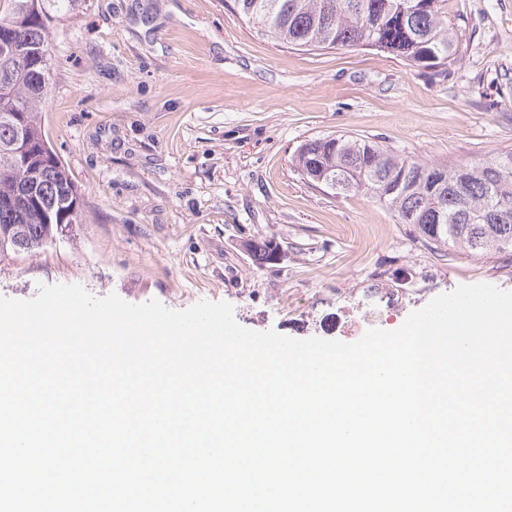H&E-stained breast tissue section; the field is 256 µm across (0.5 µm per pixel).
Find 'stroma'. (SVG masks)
Masks as SVG:
<instances>
[{
	"label": "stroma",
	"mask_w": 512,
	"mask_h": 512,
	"mask_svg": "<svg viewBox=\"0 0 512 512\" xmlns=\"http://www.w3.org/2000/svg\"><path fill=\"white\" fill-rule=\"evenodd\" d=\"M447 9L457 59L438 78L386 52L275 42L235 0H77L52 23L41 121L83 221L1 261L0 296L79 284L173 310L226 301L250 330L353 343L458 285L512 290V252L421 239L370 193L293 165L334 133L448 165L512 150V0ZM265 237L282 258L261 266L244 243Z\"/></svg>",
	"instance_id": "35a3bbf8"
}]
</instances>
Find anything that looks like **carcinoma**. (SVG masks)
<instances>
[{
    "label": "carcinoma",
    "instance_id": "carcinoma-1",
    "mask_svg": "<svg viewBox=\"0 0 512 512\" xmlns=\"http://www.w3.org/2000/svg\"><path fill=\"white\" fill-rule=\"evenodd\" d=\"M74 0H0V260L17 253L4 240L12 224L26 225L30 249L53 241L61 225L82 216L81 196L59 156L48 146L39 118L53 65L51 19ZM446 0H236L247 22L284 44L308 50L342 47L392 53L434 76L456 59L455 30ZM21 42L23 59L3 55ZM29 134L23 159L11 154ZM453 166L402 157L375 141L327 135L300 145L301 175L336 181L338 194L366 190L411 224L421 237L468 254L512 251V172L498 162ZM274 239L252 241L250 252L267 263Z\"/></svg>",
    "mask_w": 512,
    "mask_h": 512
}]
</instances>
